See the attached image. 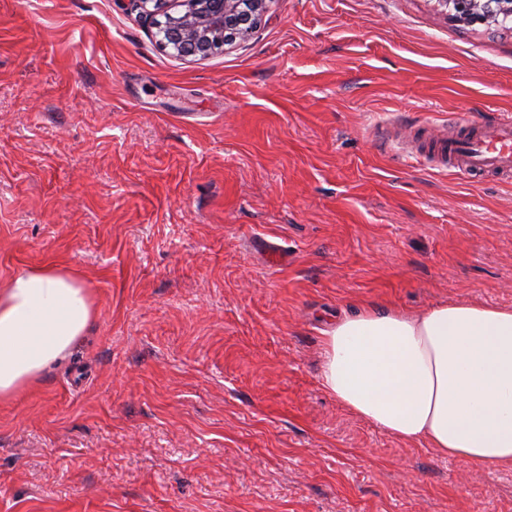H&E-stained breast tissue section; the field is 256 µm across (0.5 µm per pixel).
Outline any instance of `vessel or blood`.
<instances>
[{"label":"vessel or blood","mask_w":512,"mask_h":512,"mask_svg":"<svg viewBox=\"0 0 512 512\" xmlns=\"http://www.w3.org/2000/svg\"><path fill=\"white\" fill-rule=\"evenodd\" d=\"M440 133L429 154L437 168L474 177L512 174V118L477 122L459 115Z\"/></svg>","instance_id":"obj_1"}]
</instances>
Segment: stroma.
<instances>
[{"label":"stroma","mask_w":512,"mask_h":512,"mask_svg":"<svg viewBox=\"0 0 512 512\" xmlns=\"http://www.w3.org/2000/svg\"><path fill=\"white\" fill-rule=\"evenodd\" d=\"M512 114V24L270 0L205 60L132 0H0V284L78 269L71 358L0 404V512H512L320 383L337 312L512 306V178L378 130Z\"/></svg>","instance_id":"35a3bbf8"}]
</instances>
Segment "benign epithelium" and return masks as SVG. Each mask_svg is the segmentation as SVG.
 <instances>
[{"mask_svg": "<svg viewBox=\"0 0 512 512\" xmlns=\"http://www.w3.org/2000/svg\"><path fill=\"white\" fill-rule=\"evenodd\" d=\"M153 4L159 44L183 58L206 59L247 40L265 13L267 0H139ZM463 25L512 24V0H436Z\"/></svg>", "mask_w": 512, "mask_h": 512, "instance_id": "1", "label": "benign epithelium"}]
</instances>
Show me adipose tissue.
<instances>
[{
	"mask_svg": "<svg viewBox=\"0 0 512 512\" xmlns=\"http://www.w3.org/2000/svg\"><path fill=\"white\" fill-rule=\"evenodd\" d=\"M95 314L63 265L0 285V403L65 361ZM320 382L353 415L470 465H512V308L442 303L418 313L369 306L324 332Z\"/></svg>",
	"mask_w": 512,
	"mask_h": 512,
	"instance_id": "obj_1",
	"label": "adipose tissue"
}]
</instances>
